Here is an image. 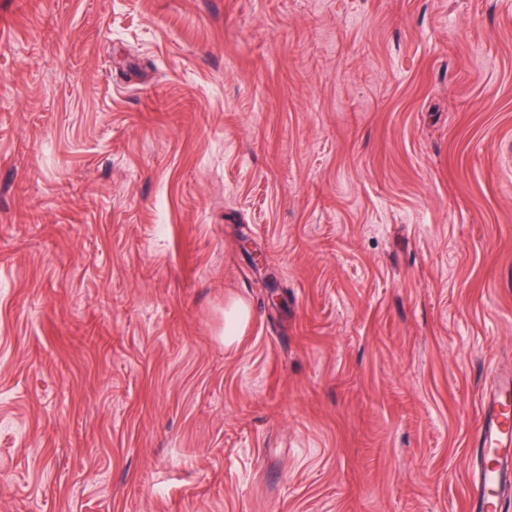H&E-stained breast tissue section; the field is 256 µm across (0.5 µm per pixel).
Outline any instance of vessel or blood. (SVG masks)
I'll list each match as a JSON object with an SVG mask.
<instances>
[{
	"mask_svg": "<svg viewBox=\"0 0 512 512\" xmlns=\"http://www.w3.org/2000/svg\"><path fill=\"white\" fill-rule=\"evenodd\" d=\"M475 440L468 512H500L501 497L512 488L511 378L501 377L485 396Z\"/></svg>",
	"mask_w": 512,
	"mask_h": 512,
	"instance_id": "b4317fda",
	"label": "vessel or blood"
}]
</instances>
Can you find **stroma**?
Wrapping results in <instances>:
<instances>
[{
  "label": "stroma",
  "mask_w": 512,
  "mask_h": 512,
  "mask_svg": "<svg viewBox=\"0 0 512 512\" xmlns=\"http://www.w3.org/2000/svg\"><path fill=\"white\" fill-rule=\"evenodd\" d=\"M508 370L512 0H0V512H466ZM250 317L248 306L244 302H236L224 312V340L232 342L247 323Z\"/></svg>",
  "instance_id": "35a3bbf8"
}]
</instances>
